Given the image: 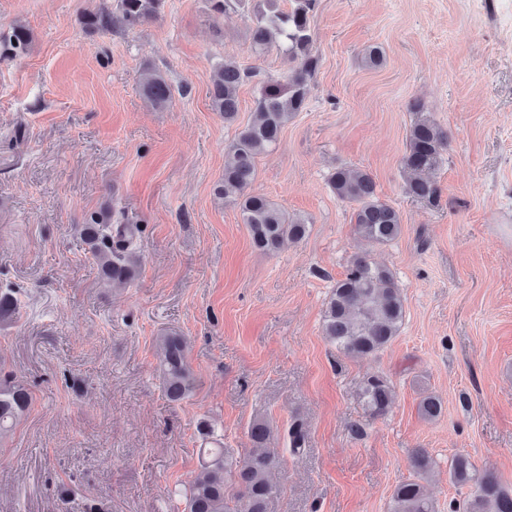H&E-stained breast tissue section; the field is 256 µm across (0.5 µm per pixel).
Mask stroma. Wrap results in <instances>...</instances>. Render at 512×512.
I'll list each match as a JSON object with an SVG mask.
<instances>
[{"label": "stroma", "instance_id": "stroma-1", "mask_svg": "<svg viewBox=\"0 0 512 512\" xmlns=\"http://www.w3.org/2000/svg\"><path fill=\"white\" fill-rule=\"evenodd\" d=\"M101 2L0 0V25L33 32L25 58L0 62V288L21 298L0 327V370L33 394L0 445V512H169L199 471L203 417L238 457L253 420L278 433L303 422V450L280 453L270 512H388L417 448L434 460L424 486L438 512L468 494L448 477L459 453L512 488V0H319L307 108L258 157L251 185L310 222L274 253L215 195L237 126L208 89L225 52L274 77L283 56L256 54L250 15L211 16L206 0L88 32L81 17ZM371 45L381 67L363 60ZM152 69L175 90L167 108L142 94ZM423 117L452 136L436 207L403 191ZM341 166L368 172L399 212L394 242L355 235L327 183ZM115 202L142 228L124 285L102 280L76 230ZM365 251L395 273L405 319L383 351L351 357L326 339L323 315ZM167 330L187 337L196 380L178 403L156 371ZM374 373L396 390L379 419L357 395ZM428 394L443 406L433 421L418 410Z\"/></svg>", "mask_w": 512, "mask_h": 512}]
</instances>
